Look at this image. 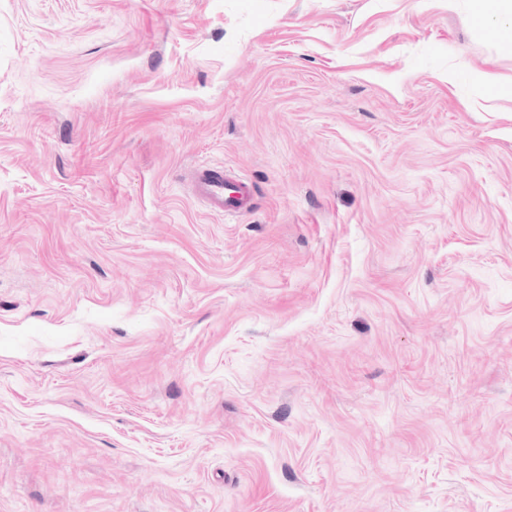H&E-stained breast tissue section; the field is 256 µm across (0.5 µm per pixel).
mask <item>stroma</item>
I'll use <instances>...</instances> for the list:
<instances>
[{
    "instance_id": "obj_1",
    "label": "stroma",
    "mask_w": 512,
    "mask_h": 512,
    "mask_svg": "<svg viewBox=\"0 0 512 512\" xmlns=\"http://www.w3.org/2000/svg\"><path fill=\"white\" fill-rule=\"evenodd\" d=\"M0 512H512V43L0 0ZM194 195L213 213L233 217L250 211L254 204L252 184L243 178L232 179L219 166L196 169Z\"/></svg>"
}]
</instances>
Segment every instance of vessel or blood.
<instances>
[{"label": "vessel or blood", "mask_w": 512, "mask_h": 512, "mask_svg": "<svg viewBox=\"0 0 512 512\" xmlns=\"http://www.w3.org/2000/svg\"><path fill=\"white\" fill-rule=\"evenodd\" d=\"M193 188L195 197L211 212L227 217L246 213L254 204L252 184L243 178H229L219 166L197 168Z\"/></svg>", "instance_id": "vessel-or-blood-1"}]
</instances>
